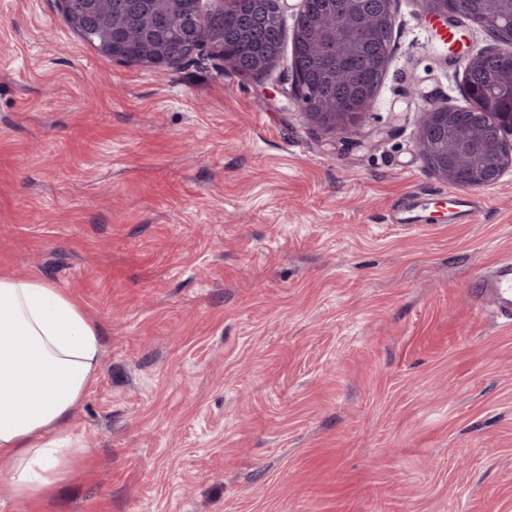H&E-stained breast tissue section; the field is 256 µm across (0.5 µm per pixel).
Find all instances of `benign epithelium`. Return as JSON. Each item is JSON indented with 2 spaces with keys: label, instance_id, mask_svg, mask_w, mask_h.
I'll return each mask as SVG.
<instances>
[{
  "label": "benign epithelium",
  "instance_id": "7a95c632",
  "mask_svg": "<svg viewBox=\"0 0 512 512\" xmlns=\"http://www.w3.org/2000/svg\"><path fill=\"white\" fill-rule=\"evenodd\" d=\"M286 0H271L273 10L265 12L264 0H211L210 10L199 13L202 19L214 13L239 11L244 15L243 33L259 40L269 42V51L256 65L248 61L241 52L227 50L224 31L219 30L206 36L199 35L195 28V17L189 13L183 20L185 34L184 54L169 57L165 47L146 59L137 61L142 67L165 72L187 61L194 55L206 51L213 58L224 61L243 79H254L267 71L281 56L285 41H291L296 49L309 41L310 34L306 27H301L302 17L309 12L311 0H300L299 11L295 17L291 35H286L282 23V5ZM425 17L439 20L451 26L465 23L477 26L490 36H495L504 24L512 25V12L508 14L473 12L469 9L448 8L446 0H423ZM154 0H116V11L128 17L129 21L151 11ZM346 10L358 14L367 21L364 28L366 39L359 41L356 53L365 47L372 48L373 65L386 71L389 61V47H380L373 42V35L380 30L390 33L395 27L394 0H343ZM100 53L114 60L128 61L123 43L113 39L100 48ZM493 55H512V41H500L497 48L488 49L463 58V83L465 96L471 101L474 110V122L492 128V136L480 142L479 151L483 161L471 163L462 152L448 149V140L455 134L451 122L449 107H442L440 112H428L419 129V146L429 167L435 175L453 188L486 187L497 183L505 172L512 169V87L508 90L489 94H478L470 83L471 72L482 67L488 57ZM294 83L292 97L295 105L302 108L308 117L318 126L330 131H345L354 124V118L367 114L373 108L377 88L369 87L361 93L355 104V111L343 112L332 106L326 98H318L306 88L298 69H293Z\"/></svg>",
  "mask_w": 512,
  "mask_h": 512
}]
</instances>
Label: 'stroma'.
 Returning <instances> with one entry per match:
<instances>
[{
  "label": "stroma",
  "mask_w": 512,
  "mask_h": 512,
  "mask_svg": "<svg viewBox=\"0 0 512 512\" xmlns=\"http://www.w3.org/2000/svg\"><path fill=\"white\" fill-rule=\"evenodd\" d=\"M372 111L330 132L291 52L243 80L102 57L57 0H0V273L64 289L104 332L73 418L80 473L39 510L512 512V325L478 316L512 257V172L452 224L418 131L467 107L422 0H395ZM421 201L414 200L398 209V224H434Z\"/></svg>",
  "instance_id": "stroma-1"
}]
</instances>
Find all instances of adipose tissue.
Returning <instances> with one entry per match:
<instances>
[{
  "instance_id": "adipose-tissue-1",
  "label": "adipose tissue",
  "mask_w": 512,
  "mask_h": 512,
  "mask_svg": "<svg viewBox=\"0 0 512 512\" xmlns=\"http://www.w3.org/2000/svg\"><path fill=\"white\" fill-rule=\"evenodd\" d=\"M100 326L53 284L0 275V457L15 498L37 502L71 473L72 419L96 380Z\"/></svg>"
}]
</instances>
